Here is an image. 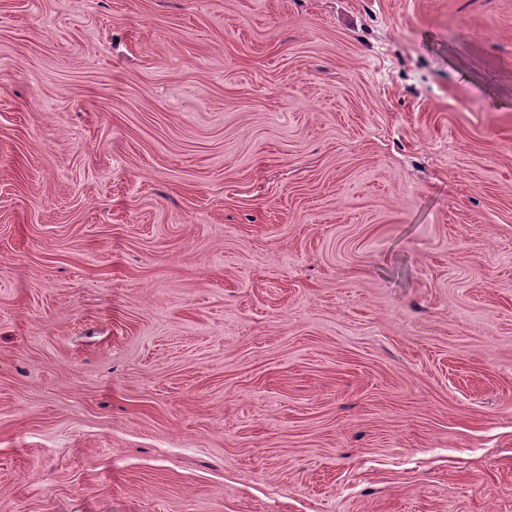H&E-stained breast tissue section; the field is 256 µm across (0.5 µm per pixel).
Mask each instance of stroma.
Segmentation results:
<instances>
[{
  "mask_svg": "<svg viewBox=\"0 0 512 512\" xmlns=\"http://www.w3.org/2000/svg\"><path fill=\"white\" fill-rule=\"evenodd\" d=\"M0 512H512V0H0Z\"/></svg>",
  "mask_w": 512,
  "mask_h": 512,
  "instance_id": "stroma-1",
  "label": "stroma"
}]
</instances>
